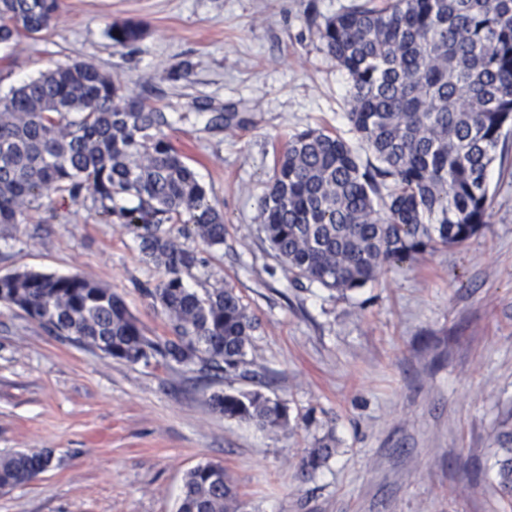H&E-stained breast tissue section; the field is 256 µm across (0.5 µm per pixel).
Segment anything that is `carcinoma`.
I'll list each match as a JSON object with an SVG mask.
<instances>
[{
    "mask_svg": "<svg viewBox=\"0 0 512 512\" xmlns=\"http://www.w3.org/2000/svg\"><path fill=\"white\" fill-rule=\"evenodd\" d=\"M59 0H0V44L39 38ZM137 23L114 25L116 46ZM323 49L351 82L347 120L359 145L323 129L297 132L260 198V229L289 283L342 297L384 269L461 246L489 223L488 171L512 131V0H357L317 25ZM174 115L127 93L121 79L75 60L0 96V225L19 224L43 197L88 200L106 222L135 230L143 259L163 273L146 290L170 336L145 335L112 289L83 275L0 276V303L50 333L129 363L158 355L216 378L245 368L255 319L231 287L198 293L184 276L224 244V214L165 129ZM229 419L285 430V404L259 389L215 392ZM497 461L512 495V448ZM331 456L321 440L302 459L311 474ZM55 467L50 451L0 456V489ZM227 469L200 463L183 481L177 512H244Z\"/></svg>",
    "mask_w": 512,
    "mask_h": 512,
    "instance_id": "obj_1",
    "label": "carcinoma"
}]
</instances>
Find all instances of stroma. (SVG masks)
<instances>
[{
    "label": "stroma",
    "instance_id": "1",
    "mask_svg": "<svg viewBox=\"0 0 512 512\" xmlns=\"http://www.w3.org/2000/svg\"><path fill=\"white\" fill-rule=\"evenodd\" d=\"M354 0H59L41 38L0 46V95L75 60L181 114L168 135L224 212L222 247L187 277L230 285L256 321L251 377L209 380L161 358L127 363L51 335L0 303V454L52 450L55 468L0 489V512H176L184 474L229 470L245 512H512L497 481L512 429V137L488 172L492 217L461 248L393 266L340 297L285 279L258 199L289 136L350 137V81L316 25ZM142 38L114 46L112 25ZM239 121L212 124L220 112ZM81 274L119 293L146 334L168 336L147 296L163 277L132 229L54 194L0 226V275ZM262 387L291 430L212 410L211 393ZM313 476L301 459L324 436Z\"/></svg>",
    "mask_w": 512,
    "mask_h": 512
}]
</instances>
